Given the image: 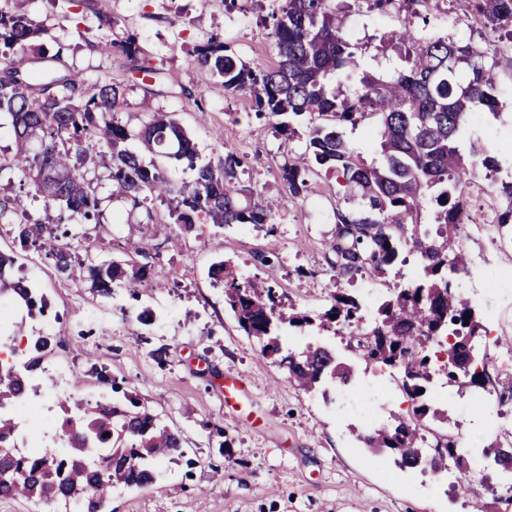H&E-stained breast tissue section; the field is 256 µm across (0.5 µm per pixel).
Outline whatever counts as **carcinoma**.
<instances>
[{"label": "carcinoma", "instance_id": "obj_1", "mask_svg": "<svg viewBox=\"0 0 512 512\" xmlns=\"http://www.w3.org/2000/svg\"><path fill=\"white\" fill-rule=\"evenodd\" d=\"M379 12L404 10L411 18L430 0H365ZM470 14L491 32L508 29L507 42L498 47L491 63L471 44L446 37L426 36L406 27L401 46L406 67L389 76L365 74L353 95L329 89L330 75L356 64V45L337 21L336 0H282L272 13L277 59L271 65L246 63L228 53L224 39L214 34L194 49L193 60L222 79L224 91L247 95L256 114L280 118L278 131L290 140L293 123L307 121L305 149L279 169V178L292 200L313 192L321 172H334L345 190V202L354 208L335 211L334 235L327 241L329 264L337 280L358 275L384 276L389 267L418 257L421 273L409 287L396 289L377 309L374 321L361 325L359 298L340 288L333 304L312 317L286 312L276 289L262 280L241 279L234 266L220 261L209 270L214 285L223 288L224 302L239 327L258 340L261 353L274 360L301 390H318L325 381L347 385L355 366L336 359L325 347L307 346L301 352L285 348L284 327L301 328L319 320L320 328L356 325L369 345L359 347L367 365L396 369L412 402L411 415L390 425L357 434L373 455L389 456L401 468L440 470L432 449L421 447L419 428L427 418L446 428L442 435L447 459L463 479L470 480L469 459L457 451L452 411L434 407L424 390L432 379L430 350L448 343L447 383L459 395L492 391L499 404L512 403V376L499 378L487 371L496 357L487 352L482 368L467 362L464 348L481 339L480 316L471 300L453 288L454 279L468 272L460 249L464 220L471 212L468 188L476 170L497 186L500 200L488 227L512 224V179H497L495 149L479 136L469 142L468 154L458 141L468 119L493 112L498 105L497 75L512 78V0H466ZM41 35L21 14L0 11V112L11 120L14 150L0 155V172L19 177L20 189L41 199L46 222H14L15 238L52 260L57 273L74 278L75 253L59 231L66 220L106 224L90 171L73 163L108 159L112 195L131 209L147 202L167 204L168 216L182 232L197 224H271L274 211L265 200L238 180L242 161L228 151L219 164L203 163L185 129L166 113L153 112L139 129L119 121L124 87L110 79L86 86L69 73H32L19 67L18 56L28 52ZM107 53H119L134 70L158 73L149 65L138 37L98 43ZM373 120L372 133L381 161L367 164L346 140L343 128ZM152 158L184 163L193 179L172 184ZM15 258L0 252V301L10 300L28 315H44L46 298L14 272ZM91 288L110 299L115 290H132L148 279L149 268L129 260L91 263ZM52 352L51 338L31 336L27 356L0 362V407L24 398L31 378L50 379L44 360ZM59 439L64 453L29 455L18 445V425L0 417V496L26 498L37 505L62 506L79 512H107L112 488H141L156 483L158 467L183 456L181 437L169 429L134 395L95 403L60 398Z\"/></svg>", "mask_w": 512, "mask_h": 512}]
</instances>
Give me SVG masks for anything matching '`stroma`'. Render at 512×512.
I'll list each match as a JSON object with an SVG mask.
<instances>
[{"label": "stroma", "mask_w": 512, "mask_h": 512, "mask_svg": "<svg viewBox=\"0 0 512 512\" xmlns=\"http://www.w3.org/2000/svg\"><path fill=\"white\" fill-rule=\"evenodd\" d=\"M279 0H0V9L26 15L43 30L36 49L61 53L58 69L87 84L109 78L126 87L119 119L139 127L149 113L172 115L196 143L203 161L219 162L225 150L242 158L241 185L278 202L270 224L196 225L174 248L157 232L147 213L127 214L112 200L108 171L97 165V192L107 213L125 214L124 224L95 227L67 223L76 248L77 273L89 263L129 260L131 246L143 249L150 269L135 294L117 292L106 300L89 286L57 274L52 262L21 246L8 224L0 223V251L13 255L35 290L46 297V315L19 309L0 320V336H48L52 353L47 369L61 391L95 401L111 388L89 375L90 365L105 367L121 390L140 401L180 434L185 461L168 464L156 485L113 490L110 512H470L472 494L434 487L430 475L401 469L385 456H374L356 434L370 423L387 424L407 415L411 406L388 368L358 365L344 387L326 385L306 393L290 383L258 342L239 328L224 304L222 288L208 276L212 264L232 260L242 277L266 279L285 301L316 316L329 309L339 288L327 262L325 243L334 229L336 180L319 179L315 192L290 201L278 171L303 151L308 129L297 123L293 140L282 139L275 121L257 116L250 99L225 93L208 68L195 63V46L221 33L230 52L247 62L269 63L277 48L271 14ZM343 27L357 42L358 72L330 77L329 87L351 94L363 72L382 73L402 64L396 34L406 17L369 10L362 0H338ZM117 18L114 38L134 32L146 57L160 70L151 82L130 69L121 55L97 46L103 18ZM415 27L451 40L473 42L485 54L494 46L485 31L473 28L465 0H432L427 20ZM499 113L477 115L472 132L491 143L503 173H512V79L500 77ZM279 244L272 263L258 255L270 240ZM468 257L460 292L476 302L490 341L512 344V225L486 235L461 238ZM416 273L415 259L385 277L364 276L348 288L356 292L366 318L394 289L407 286ZM149 322H141L142 312ZM352 330L325 331L318 326L290 329L283 344L331 347L344 361ZM164 350L156 361V350ZM244 376L243 392L224 399V376ZM428 392L459 406L456 419L461 448L470 458L482 455L495 433V413L512 421V404L474 406L456 394L441 375Z\"/></svg>", "instance_id": "1"}]
</instances>
